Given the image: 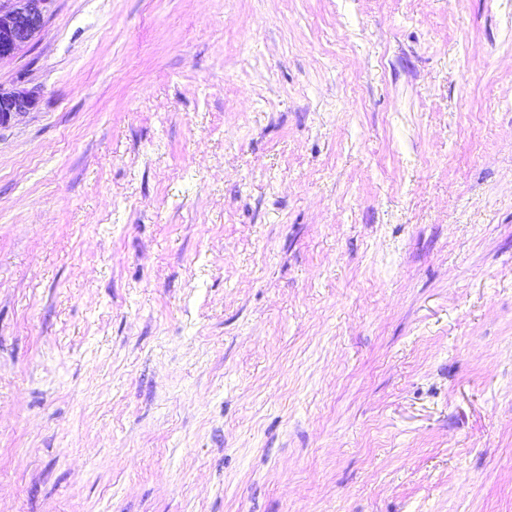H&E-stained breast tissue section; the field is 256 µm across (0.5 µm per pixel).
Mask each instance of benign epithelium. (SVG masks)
Segmentation results:
<instances>
[{
	"mask_svg": "<svg viewBox=\"0 0 512 512\" xmlns=\"http://www.w3.org/2000/svg\"><path fill=\"white\" fill-rule=\"evenodd\" d=\"M52 0H0V62L32 43L46 22ZM37 92L0 86V128L34 109Z\"/></svg>",
	"mask_w": 512,
	"mask_h": 512,
	"instance_id": "benign-epithelium-1",
	"label": "benign epithelium"
}]
</instances>
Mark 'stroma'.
Instances as JSON below:
<instances>
[{"label": "stroma", "instance_id": "obj_1", "mask_svg": "<svg viewBox=\"0 0 512 512\" xmlns=\"http://www.w3.org/2000/svg\"><path fill=\"white\" fill-rule=\"evenodd\" d=\"M0 84V512H512V0H52ZM37 92L17 88H3L0 85V128L9 126L19 117L34 109Z\"/></svg>", "mask_w": 512, "mask_h": 512}]
</instances>
